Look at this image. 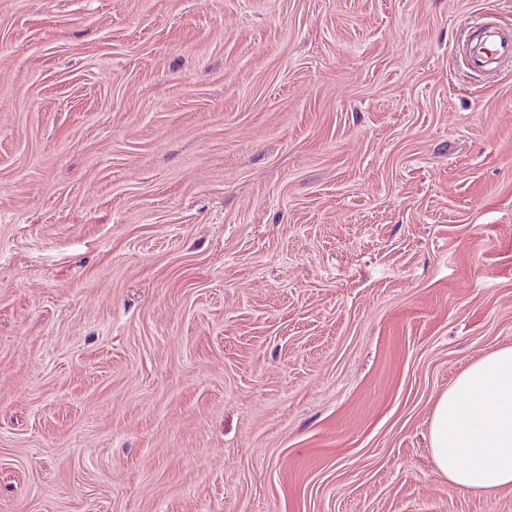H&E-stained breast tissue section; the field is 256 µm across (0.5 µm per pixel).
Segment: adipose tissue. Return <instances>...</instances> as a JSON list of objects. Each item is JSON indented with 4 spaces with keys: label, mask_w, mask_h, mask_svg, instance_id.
I'll return each mask as SVG.
<instances>
[{
    "label": "adipose tissue",
    "mask_w": 512,
    "mask_h": 512,
    "mask_svg": "<svg viewBox=\"0 0 512 512\" xmlns=\"http://www.w3.org/2000/svg\"><path fill=\"white\" fill-rule=\"evenodd\" d=\"M430 443L435 465L456 487L512 486V347L472 363L440 394Z\"/></svg>",
    "instance_id": "ef3b65f1"
}]
</instances>
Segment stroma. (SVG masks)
<instances>
[{
	"label": "stroma",
	"instance_id": "obj_1",
	"mask_svg": "<svg viewBox=\"0 0 512 512\" xmlns=\"http://www.w3.org/2000/svg\"><path fill=\"white\" fill-rule=\"evenodd\" d=\"M512 0H0V512H512L432 461L512 346ZM484 30H494L498 38L489 40H472L465 52L467 67L473 71H483L486 64L495 57L501 59L512 58V33L498 30L493 24H486Z\"/></svg>",
	"mask_w": 512,
	"mask_h": 512
}]
</instances>
